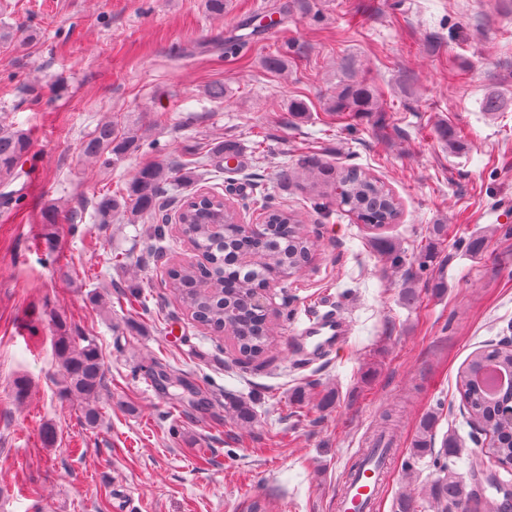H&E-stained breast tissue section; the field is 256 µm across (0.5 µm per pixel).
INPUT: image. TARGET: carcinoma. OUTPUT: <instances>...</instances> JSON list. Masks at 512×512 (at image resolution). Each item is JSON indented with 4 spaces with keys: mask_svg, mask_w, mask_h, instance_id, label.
Wrapping results in <instances>:
<instances>
[{
    "mask_svg": "<svg viewBox=\"0 0 512 512\" xmlns=\"http://www.w3.org/2000/svg\"><path fill=\"white\" fill-rule=\"evenodd\" d=\"M336 114L371 112L374 94L364 84L347 83L330 100ZM144 148V141L124 133L119 124L108 121L98 124L81 144L85 158L107 165H117L127 156ZM26 134L0 118V178L18 176V164L27 154ZM174 167L153 162L141 167L125 187L105 192L95 203L99 224L112 223V214L127 212L131 221L143 216H156L161 199L171 195ZM311 189L318 197L333 196L342 211L372 228L381 229L400 216V203L387 185L357 167H344L328 172L322 180H314ZM190 197L182 198L186 208L180 235L189 244L202 249L201 261H180L168 267L166 287L191 313L200 325L232 340L239 354L246 358L264 355L275 341L274 328L267 318V309L253 302L267 286L270 275L286 280L302 272L314 243L303 233L301 219L294 210L269 208L259 233L245 238L236 223L237 212L224 208L223 200L211 196L188 206ZM254 255L250 264L239 262L241 247ZM64 386L63 396L75 395L84 403L83 418L94 427L100 420L97 401L105 389V374L98 348L91 338L74 344L69 337L57 340ZM497 369L512 368V349L492 348L473 353L456 378V388L466 404L467 422L476 421L491 432L492 454L512 465V425L503 421L502 404L512 396V386L489 392L470 383L469 372L478 365ZM436 414L423 417L407 449L403 468L411 472L416 462L429 455L438 477L429 489V498L438 512L460 507L467 512H512V501L504 497L479 496L468 489L456 472V458L462 453L458 439L450 434L441 448H432Z\"/></svg>",
    "mask_w": 512,
    "mask_h": 512,
    "instance_id": "carcinoma-1",
    "label": "carcinoma"
}]
</instances>
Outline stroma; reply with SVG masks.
I'll use <instances>...</instances> for the list:
<instances>
[{
	"label": "stroma",
	"mask_w": 512,
	"mask_h": 512,
	"mask_svg": "<svg viewBox=\"0 0 512 512\" xmlns=\"http://www.w3.org/2000/svg\"><path fill=\"white\" fill-rule=\"evenodd\" d=\"M202 4L0 0V113L30 143L21 199L0 203V512H336L387 410L402 425L374 512H393L405 491L432 512L435 471L425 459L404 478L403 452L433 410L435 442L452 432L484 452L456 377L512 336V0H226L220 17ZM248 16L262 30L241 49L230 35ZM272 56L282 70L267 68ZM343 81L371 86L377 111L330 113ZM216 82L220 100L207 93ZM491 94L500 111L483 110ZM112 120L154 150L110 168L85 159L84 137ZM446 125L456 144L440 138ZM217 142L241 151L237 169H215ZM199 158L210 171L184 193H219L248 222L267 205L295 209L317 244L269 291L277 337L254 360L166 288L169 263L193 256L175 230L152 255L149 219H94V198L145 163ZM304 159L379 178L399 220L379 233L332 198L316 202L306 176L276 181ZM51 205L72 222L45 223ZM436 224L447 233L434 237ZM383 238L401 265L383 261ZM328 310L348 322L346 343L300 357L295 327ZM62 334L93 338L101 354L98 427L60 393ZM162 370L195 405L154 382ZM241 402L250 421L234 412Z\"/></svg>",
	"instance_id": "stroma-1"
}]
</instances>
